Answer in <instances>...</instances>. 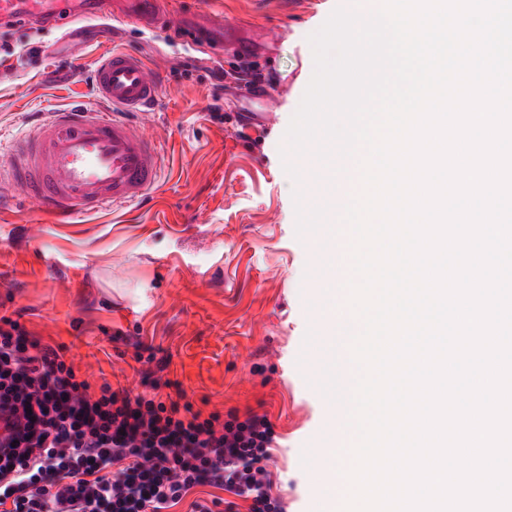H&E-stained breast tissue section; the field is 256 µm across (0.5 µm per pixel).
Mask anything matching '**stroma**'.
Returning <instances> with one entry per match:
<instances>
[{
    "instance_id": "1",
    "label": "stroma",
    "mask_w": 512,
    "mask_h": 512,
    "mask_svg": "<svg viewBox=\"0 0 512 512\" xmlns=\"http://www.w3.org/2000/svg\"><path fill=\"white\" fill-rule=\"evenodd\" d=\"M353 0H171L255 29L246 57L208 53L160 28L83 21L79 53L64 30L0 23V142L38 115L79 100L101 106L93 81L105 49L139 54L159 77L157 102L135 124L160 142L162 185L117 212L53 224L34 204L0 210V316L66 348L91 391L102 384L184 393L202 414L255 412L275 431L269 468L287 512H328L319 450L334 402L322 391L333 353L316 311L327 291L311 235L296 230L295 189L327 203V169L280 147L315 65L311 34ZM256 68L268 105L226 79L221 118L209 68Z\"/></svg>"
}]
</instances>
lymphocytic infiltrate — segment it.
<instances>
[{
  "label": "lymphocytic infiltrate",
  "instance_id": "lymphocytic-infiltrate-1",
  "mask_svg": "<svg viewBox=\"0 0 512 512\" xmlns=\"http://www.w3.org/2000/svg\"><path fill=\"white\" fill-rule=\"evenodd\" d=\"M64 346L29 336L0 316V512H213L193 489L285 512L268 468L267 415L202 416L190 403L130 395L103 384L87 393Z\"/></svg>",
  "mask_w": 512,
  "mask_h": 512
}]
</instances>
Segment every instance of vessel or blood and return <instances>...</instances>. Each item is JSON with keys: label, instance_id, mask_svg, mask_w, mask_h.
<instances>
[{"label": "vessel or blood", "instance_id": "obj_1", "mask_svg": "<svg viewBox=\"0 0 512 512\" xmlns=\"http://www.w3.org/2000/svg\"><path fill=\"white\" fill-rule=\"evenodd\" d=\"M160 0H0V20L10 23L60 26L103 16L122 17L145 27H170L203 36L225 52H243L244 37L230 38V25L205 12L174 22L172 13L159 10ZM94 82L108 110L84 104L46 112L36 129L0 151V185L22 188L26 196L67 223L142 198L161 179L162 149L140 134L127 120L154 103L159 86L151 68L137 54L125 50L102 53ZM349 238L330 236L321 255V278L338 299L350 276L344 249ZM331 429L342 460H349V444L340 436L347 424V408L335 409Z\"/></svg>", "mask_w": 512, "mask_h": 512}]
</instances>
